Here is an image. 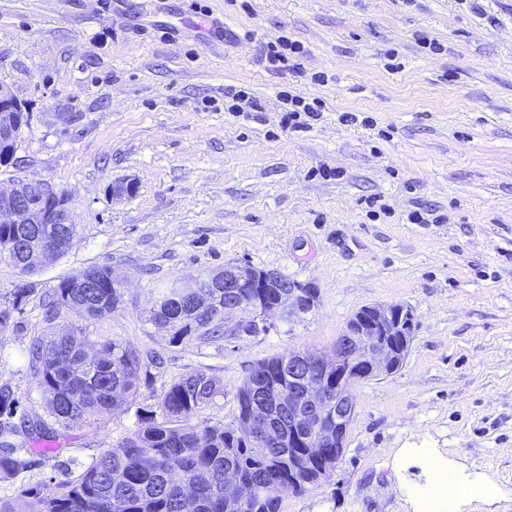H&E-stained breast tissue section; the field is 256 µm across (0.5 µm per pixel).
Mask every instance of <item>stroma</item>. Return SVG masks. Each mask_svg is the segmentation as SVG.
<instances>
[{"label":"stroma","mask_w":512,"mask_h":512,"mask_svg":"<svg viewBox=\"0 0 512 512\" xmlns=\"http://www.w3.org/2000/svg\"><path fill=\"white\" fill-rule=\"evenodd\" d=\"M200 3L196 29L188 0H0V84L30 114L0 187L49 181L78 226L37 274L0 261V305L28 291L0 385L30 420L46 417L25 352L75 322H43L41 302L92 265L111 267L122 300L88 332L137 346L148 371L135 406L58 430L0 496L79 471L194 369L224 387L198 419L230 423L258 362L328 350L358 309L398 303L416 324L405 360L354 385L342 457L320 487L284 494L281 512H412L428 448L485 485L455 512H512V0ZM282 35L307 49L298 71L260 60ZM238 86L257 111H225ZM283 90L320 99L319 120L284 128ZM126 182L134 193L114 195ZM426 210L440 223H411ZM230 263L277 270L315 302L214 343L173 345L148 323L158 289Z\"/></svg>","instance_id":"stroma-1"}]
</instances>
